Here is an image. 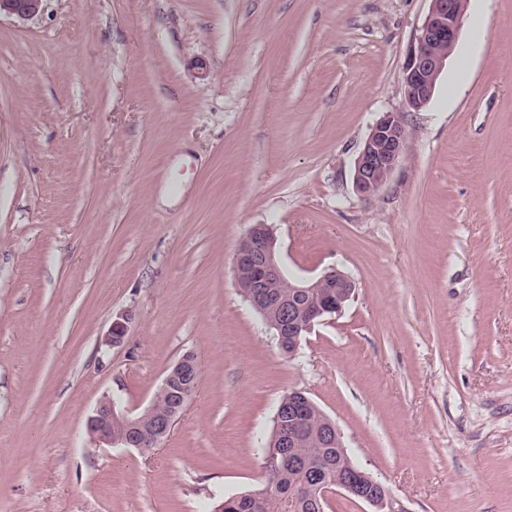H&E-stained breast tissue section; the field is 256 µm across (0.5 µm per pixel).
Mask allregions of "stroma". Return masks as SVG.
I'll use <instances>...</instances> for the list:
<instances>
[{
  "mask_svg": "<svg viewBox=\"0 0 512 512\" xmlns=\"http://www.w3.org/2000/svg\"><path fill=\"white\" fill-rule=\"evenodd\" d=\"M430 0H47L0 16V512H212L263 485L305 391L404 512H512V0H469L430 103L403 64ZM409 135L360 198L371 127ZM272 225L344 309L281 353L234 252ZM131 312L123 345L99 343ZM155 448H95L184 354ZM407 130L399 113H387L371 129L357 157L353 186L366 198L377 195L402 159ZM201 377V368L194 355L189 353L184 354L169 369L157 394L165 390L172 379H182L189 383L175 381L168 391L160 395L158 408L168 412L176 407L178 393L187 384L180 393L179 410L168 413L158 412L157 394L143 412L135 415L118 410L115 402L108 397L101 399L87 418L86 433L90 443L95 448L115 445L141 451L158 446L183 413L187 402L196 392Z\"/></svg>",
  "mask_w": 512,
  "mask_h": 512,
  "instance_id": "obj_1",
  "label": "stroma"
}]
</instances>
